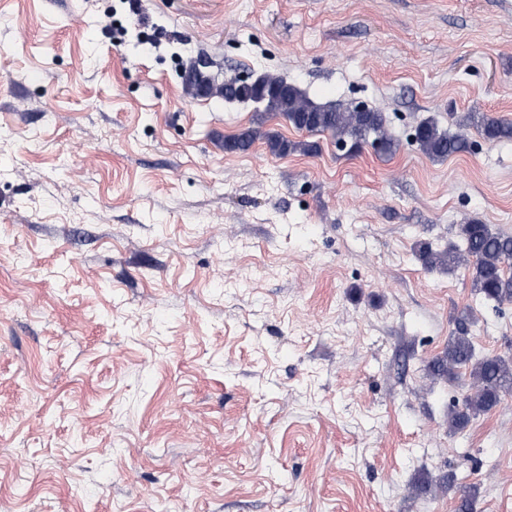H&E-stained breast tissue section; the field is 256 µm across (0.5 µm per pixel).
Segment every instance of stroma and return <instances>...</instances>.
<instances>
[{"label": "stroma", "mask_w": 512, "mask_h": 512, "mask_svg": "<svg viewBox=\"0 0 512 512\" xmlns=\"http://www.w3.org/2000/svg\"><path fill=\"white\" fill-rule=\"evenodd\" d=\"M198 57L400 147L225 151L307 137ZM474 112L512 121V0H0V512H512V394L452 432L429 370L464 309L512 354V303L414 257L512 235V142L410 141ZM185 92L192 97H221L227 102L256 103L263 114L283 117L296 130L309 134H328L336 145L358 149L372 138L378 144H369L384 154H394L399 143L386 126L382 112L374 109L321 104L294 83L273 73L263 74L249 85L251 94L244 101L241 87L236 90L230 81L218 83L208 75L200 61H190L183 72ZM411 140L433 160H444L453 154L467 151L473 146L466 134L448 133L440 128L438 121L433 117L417 125ZM259 139L266 141L269 152L274 156H285L295 151L310 155L318 151V145L315 142L288 141L278 134L261 132L259 126L245 128L238 134L225 139L224 149L228 152H247Z\"/></svg>", "instance_id": "1"}]
</instances>
